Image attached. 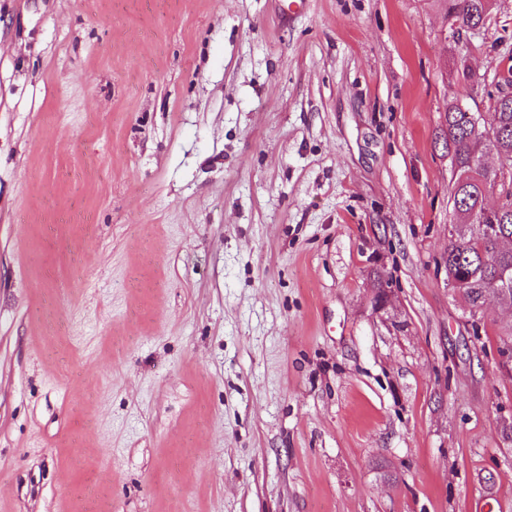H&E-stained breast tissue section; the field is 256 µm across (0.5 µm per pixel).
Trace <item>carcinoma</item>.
<instances>
[{
  "label": "carcinoma",
  "instance_id": "cac0c4a2",
  "mask_svg": "<svg viewBox=\"0 0 512 512\" xmlns=\"http://www.w3.org/2000/svg\"><path fill=\"white\" fill-rule=\"evenodd\" d=\"M488 5L489 0H449L448 14L458 29L467 31L485 24ZM471 116L455 102L448 104L445 113V145L456 171L451 223L460 229L458 237L450 239L445 267L470 311L483 302L491 287L501 285L503 272L512 278V248L500 245V240L512 239V171L488 173L473 149L474 143L482 142L512 167V99L495 97L492 111L483 113L477 124ZM496 186L501 202L487 215L484 201Z\"/></svg>",
  "mask_w": 512,
  "mask_h": 512
}]
</instances>
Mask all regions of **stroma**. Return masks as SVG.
<instances>
[{
  "label": "stroma",
  "mask_w": 512,
  "mask_h": 512,
  "mask_svg": "<svg viewBox=\"0 0 512 512\" xmlns=\"http://www.w3.org/2000/svg\"><path fill=\"white\" fill-rule=\"evenodd\" d=\"M510 66L512 0H0V512H512L444 266ZM448 14L455 18L458 29L481 28L488 15L489 0H449Z\"/></svg>",
  "instance_id": "35a3bbf8"
}]
</instances>
